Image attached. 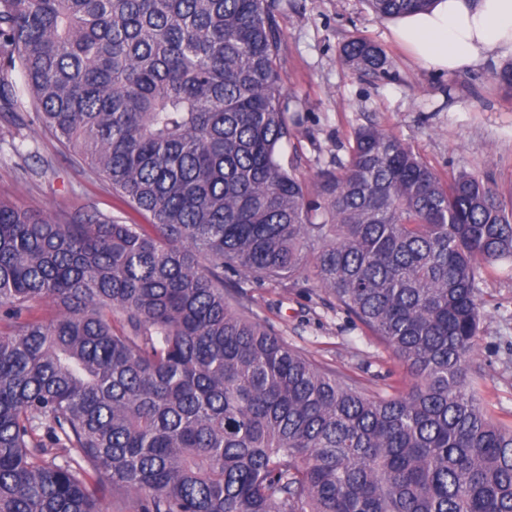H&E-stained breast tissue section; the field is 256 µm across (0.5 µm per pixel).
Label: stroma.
I'll return each instance as SVG.
<instances>
[{"instance_id": "35a3bbf8", "label": "stroma", "mask_w": 512, "mask_h": 512, "mask_svg": "<svg viewBox=\"0 0 512 512\" xmlns=\"http://www.w3.org/2000/svg\"><path fill=\"white\" fill-rule=\"evenodd\" d=\"M276 18L284 34L283 94L300 122L280 157L308 187H315L316 171L346 159L359 127L373 124L408 143L439 173L478 175L512 204V90L496 78L504 58L434 74L396 42L390 21L378 18L365 0H276ZM356 37L385 50L390 77L351 74L340 49ZM0 199L40 218L88 214L149 221L42 127L22 93L11 110L0 109ZM224 286L234 294L236 309L341 377L381 392L386 373L403 374L385 346L365 335L323 289L285 282L259 286L236 277ZM479 287V397L497 419L511 424L512 262L488 268Z\"/></svg>"}]
</instances>
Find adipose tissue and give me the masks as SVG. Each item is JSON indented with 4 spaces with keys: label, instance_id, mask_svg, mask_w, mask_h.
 Wrapping results in <instances>:
<instances>
[{
    "label": "adipose tissue",
    "instance_id": "obj_1",
    "mask_svg": "<svg viewBox=\"0 0 512 512\" xmlns=\"http://www.w3.org/2000/svg\"><path fill=\"white\" fill-rule=\"evenodd\" d=\"M393 33L428 70L463 71L512 54V0H436L397 18Z\"/></svg>",
    "mask_w": 512,
    "mask_h": 512
}]
</instances>
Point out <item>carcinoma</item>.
<instances>
[{
  "instance_id": "1",
  "label": "carcinoma",
  "mask_w": 512,
  "mask_h": 512,
  "mask_svg": "<svg viewBox=\"0 0 512 512\" xmlns=\"http://www.w3.org/2000/svg\"><path fill=\"white\" fill-rule=\"evenodd\" d=\"M382 19L433 0H366ZM275 0H0V104L37 120L149 224L0 199V512H512V425L477 398L479 283L512 207L358 128L319 190ZM341 60L386 77L377 44ZM299 274L412 377L370 392L232 307L224 274Z\"/></svg>"
}]
</instances>
